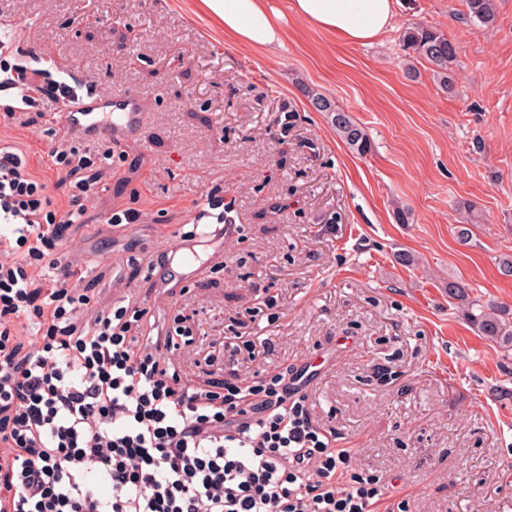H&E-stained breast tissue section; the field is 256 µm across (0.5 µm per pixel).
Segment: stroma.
Returning a JSON list of instances; mask_svg holds the SVG:
<instances>
[{
	"instance_id": "1",
	"label": "stroma",
	"mask_w": 512,
	"mask_h": 512,
	"mask_svg": "<svg viewBox=\"0 0 512 512\" xmlns=\"http://www.w3.org/2000/svg\"><path fill=\"white\" fill-rule=\"evenodd\" d=\"M495 3L488 29L466 0H401L392 30L367 45L289 16L271 55L226 39L201 0H0L11 34L0 61L26 60L27 84L61 78L147 104L116 142L69 134L63 103L11 112L0 92V140L46 181L53 212L91 184L51 249L78 273L83 321L127 305L159 332L190 328L178 366L205 391L318 361L302 393L313 424L350 451L338 483L376 477L407 512H512V351L445 290L459 279L512 307L499 267L512 255V0ZM414 23L455 42L453 91L407 61L400 34ZM304 83L367 130L371 152L340 140ZM53 146L91 162L53 164ZM466 202L481 222L462 245ZM227 218L236 232L214 239ZM178 236L201 273L159 304L155 278ZM401 250L415 265L396 262ZM239 336L254 358L220 364Z\"/></svg>"
}]
</instances>
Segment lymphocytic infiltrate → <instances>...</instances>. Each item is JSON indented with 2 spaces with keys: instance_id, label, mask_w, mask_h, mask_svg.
<instances>
[{
  "instance_id": "f902f5d3",
  "label": "lymphocytic infiltrate",
  "mask_w": 512,
  "mask_h": 512,
  "mask_svg": "<svg viewBox=\"0 0 512 512\" xmlns=\"http://www.w3.org/2000/svg\"><path fill=\"white\" fill-rule=\"evenodd\" d=\"M47 184L0 142V512H395L373 479H333L346 449L316 428L298 379L214 394L183 382L143 310L80 312L48 253ZM35 326L39 349L18 339Z\"/></svg>"
}]
</instances>
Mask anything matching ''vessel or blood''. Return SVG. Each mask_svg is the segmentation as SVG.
<instances>
[{
	"mask_svg": "<svg viewBox=\"0 0 512 512\" xmlns=\"http://www.w3.org/2000/svg\"><path fill=\"white\" fill-rule=\"evenodd\" d=\"M65 104L63 124L70 132L83 134L95 130L115 140L128 137L145 115L140 98L133 94L111 100L75 89Z\"/></svg>",
	"mask_w": 512,
	"mask_h": 512,
	"instance_id": "b4317fda",
	"label": "vessel or blood"
}]
</instances>
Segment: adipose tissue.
Instances as JSON below:
<instances>
[{
  "instance_id": "ef3b65f1",
  "label": "adipose tissue",
  "mask_w": 512,
  "mask_h": 512,
  "mask_svg": "<svg viewBox=\"0 0 512 512\" xmlns=\"http://www.w3.org/2000/svg\"><path fill=\"white\" fill-rule=\"evenodd\" d=\"M225 36L270 51L285 39V20L270 0H202ZM399 0H290V9L314 27L352 44H367L392 26Z\"/></svg>"
}]
</instances>
